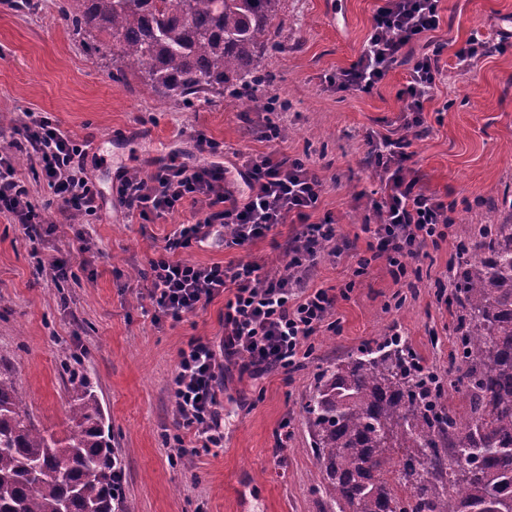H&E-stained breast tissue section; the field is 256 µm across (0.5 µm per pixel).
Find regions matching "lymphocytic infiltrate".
Returning a JSON list of instances; mask_svg holds the SVG:
<instances>
[{
	"mask_svg": "<svg viewBox=\"0 0 512 512\" xmlns=\"http://www.w3.org/2000/svg\"><path fill=\"white\" fill-rule=\"evenodd\" d=\"M439 3L385 0L357 60L333 73L330 83L345 92L372 91L400 63L406 46L439 29ZM444 49V44L437 43L419 56L401 92L405 126L418 135L424 130V104L433 99L442 73ZM367 139L368 163L379 178L381 195L370 202L376 221L364 227L370 239L353 274L363 276L372 262L381 260L400 284L410 277L412 258L450 237L454 210L419 188L407 165L408 138L372 132ZM88 147V141L78 139L45 113H23L7 147L0 149V214L20 224L34 243H42L46 218L33 203L18 167L23 154L60 202L66 219L87 222L100 217L104 196L83 166ZM200 150L206 160L173 159L146 178L121 172L113 178L111 191L128 216L146 223L177 211L187 200L204 206L196 223L178 225L169 234L144 278L156 324L166 318L180 320L217 295L227 297L221 343L191 338L179 352L169 383L180 425L208 451L224 445L216 390L222 361L246 359L257 373L271 368L291 371L310 356V336L322 329L337 330L332 318L336 295L311 287L310 280L322 256H340L344 243L332 219L318 224L309 221L323 184L307 161L275 150L237 151L227 165L219 143L201 141ZM290 218L297 219L300 229L288 242L287 275L261 272L252 262L204 265L182 257L183 251L212 234H220L225 247H242Z\"/></svg>",
	"mask_w": 512,
	"mask_h": 512,
	"instance_id": "obj_1",
	"label": "lymphocytic infiltrate"
}]
</instances>
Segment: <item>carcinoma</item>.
Returning a JSON list of instances; mask_svg holds the SVG:
<instances>
[{
  "instance_id": "1",
  "label": "carcinoma",
  "mask_w": 512,
  "mask_h": 512,
  "mask_svg": "<svg viewBox=\"0 0 512 512\" xmlns=\"http://www.w3.org/2000/svg\"><path fill=\"white\" fill-rule=\"evenodd\" d=\"M285 0H61L83 45L109 48L175 104L270 81L264 61ZM106 54L100 55L105 60ZM459 247L448 382L422 372L397 336L339 359L302 411L328 512H512V203ZM65 436L42 431L0 370V512H118L119 461L89 378H68ZM461 396L463 410L448 405Z\"/></svg>"
}]
</instances>
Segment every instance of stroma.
Returning a JSON list of instances; mask_svg holds the SVG:
<instances>
[{
    "mask_svg": "<svg viewBox=\"0 0 512 512\" xmlns=\"http://www.w3.org/2000/svg\"><path fill=\"white\" fill-rule=\"evenodd\" d=\"M348 22L336 36L325 8ZM383 0H286L276 52V76L267 90L288 102V135L278 145L262 138L264 102L225 95L196 111L161 102L136 82H114L107 67L70 33L54 0H39L30 14L0 7V108L48 113L77 138L90 140L84 167L106 191L102 218L88 225L90 252L79 250L78 225L63 223L50 194L35 180L26 157L19 168L30 192L55 227L42 254L63 262L58 284L36 272L32 245L21 227L0 216V366L9 369L32 422L64 433L69 397L63 364L80 361L99 395L112 446L125 465L123 512H326L319 491L320 464L310 448L302 405L323 366L354 354L367 342L401 331L408 345L439 374L448 372L450 309L438 302L439 280L461 239L490 224L489 203L512 192V46L467 72L455 67V50L471 35L486 38L512 20V0H442V27L429 36L447 43L433 100L424 105L426 136L413 140L410 168L426 193L452 205V238L419 258L422 277L399 289L384 262L354 277L366 249L362 226L380 183L366 164V136L400 130L399 90L423 42L405 48L401 64L368 93L328 87L325 75L349 66L361 51ZM227 150L279 152L308 160L323 182L311 223L335 220L351 248L322 257L314 288H354L338 298V332L313 336L312 355L295 373L255 379L232 370L219 400L224 445L195 447L174 415L169 382L188 339L224 334V296L179 321L153 324L141 279L150 259L176 225L195 222L200 208L181 209L155 223L126 216L110 196L120 167L149 176L172 157L197 154V139ZM293 224L227 249L218 238L184 251L202 264L250 261L276 271L286 263Z\"/></svg>",
    "mask_w": 512,
    "mask_h": 512,
    "instance_id": "1",
    "label": "stroma"
}]
</instances>
